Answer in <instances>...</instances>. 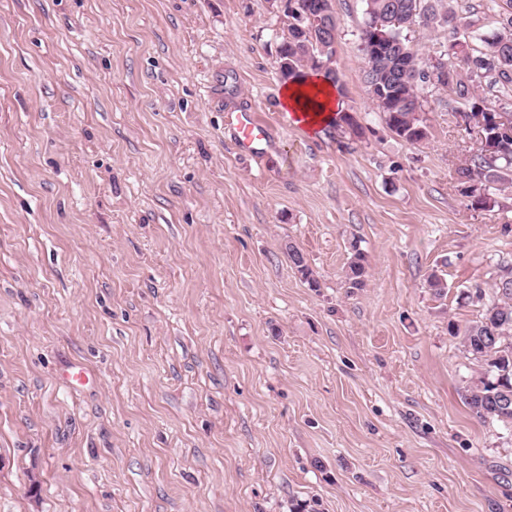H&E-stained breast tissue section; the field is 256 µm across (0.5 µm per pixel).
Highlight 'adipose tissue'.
Returning a JSON list of instances; mask_svg holds the SVG:
<instances>
[{
	"label": "adipose tissue",
	"mask_w": 512,
	"mask_h": 512,
	"mask_svg": "<svg viewBox=\"0 0 512 512\" xmlns=\"http://www.w3.org/2000/svg\"><path fill=\"white\" fill-rule=\"evenodd\" d=\"M340 107L339 93L326 79L308 75L282 86L280 108L285 112L306 114L305 128L315 131L328 124Z\"/></svg>",
	"instance_id": "obj_1"
}]
</instances>
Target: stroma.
Segmentation results:
<instances>
[{
	"mask_svg": "<svg viewBox=\"0 0 512 512\" xmlns=\"http://www.w3.org/2000/svg\"><path fill=\"white\" fill-rule=\"evenodd\" d=\"M459 4L473 54L512 9ZM333 5L356 133L280 110L268 0H0V512H512L451 331L512 268V191L458 185L456 96L421 92V143L387 129L365 4ZM224 122L233 128L236 144L244 152L253 153L268 140V128L251 111L225 113ZM352 256L345 271L347 288H364L368 274L366 259L357 246H351Z\"/></svg>",
	"mask_w": 512,
	"mask_h": 512,
	"instance_id": "35a3bbf8",
	"label": "stroma"
}]
</instances>
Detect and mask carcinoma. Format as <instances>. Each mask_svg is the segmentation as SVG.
Segmentation results:
<instances>
[{"label": "carcinoma", "instance_id": "1", "mask_svg": "<svg viewBox=\"0 0 512 512\" xmlns=\"http://www.w3.org/2000/svg\"><path fill=\"white\" fill-rule=\"evenodd\" d=\"M364 21L358 33L363 40L365 25L378 12L397 17L398 25L390 27L393 38L407 45L410 43L406 31L412 25L423 29L448 27L456 34L457 14L452 0H364ZM297 11L288 12V35L281 36L277 46L280 81L284 84L304 77L305 71L323 73L324 78L338 85V72L322 70L320 63L334 55V42L326 29L323 18L318 16L306 20L305 32L296 23ZM480 40L486 45H500L497 51H486L478 55L445 52L440 59L448 69V78L438 83L431 82L427 64L418 52L405 57L402 68L384 91L369 96L372 104L384 115L387 128L408 144L419 143L427 138L424 124L416 102L423 87L437 90L448 89L459 98L474 103L478 97L477 83L491 76L504 91L512 92V14L502 19L501 27L490 36ZM491 157L472 154L456 169L457 181L461 186L473 185L480 190L489 184L507 183L512 175V135H504L495 144ZM288 260L311 288L318 287L312 269L302 253L294 246H288ZM368 270L363 253L352 246V256L345 271V283L350 288H362L366 284ZM496 299L486 306L480 320L456 330L462 336V343L473 359L480 363V369L464 387L463 399L470 411L480 420L497 424L501 430L512 435V273L501 276L494 285Z\"/></svg>", "mask_w": 512, "mask_h": 512}]
</instances>
